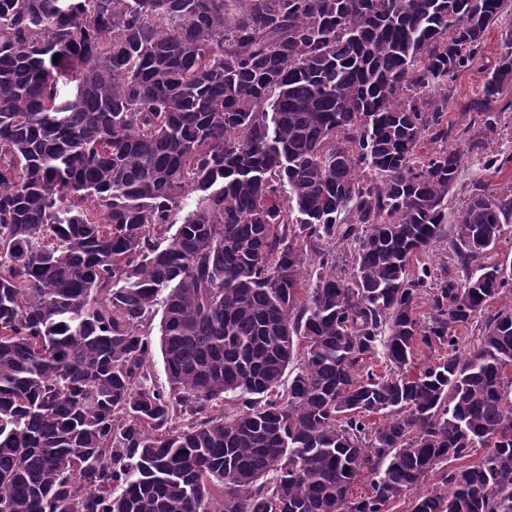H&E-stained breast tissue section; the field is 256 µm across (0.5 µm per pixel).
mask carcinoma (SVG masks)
<instances>
[{"label":"carcinoma","mask_w":512,"mask_h":512,"mask_svg":"<svg viewBox=\"0 0 512 512\" xmlns=\"http://www.w3.org/2000/svg\"><path fill=\"white\" fill-rule=\"evenodd\" d=\"M511 7L0 0V512H512V196L448 224L446 117ZM511 83L510 29L472 147ZM444 244H437L431 247L426 253L420 254V261L425 262L428 266H433L437 271L448 268V271L453 273V275L460 274V272H457L455 262L449 255L451 252L448 248L446 249L444 247Z\"/></svg>","instance_id":"cac0c4a2"}]
</instances>
